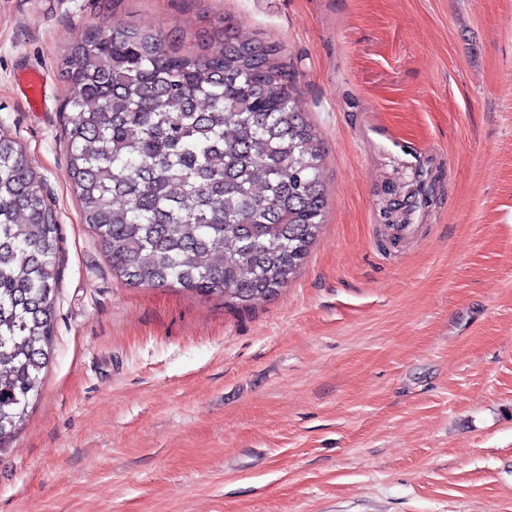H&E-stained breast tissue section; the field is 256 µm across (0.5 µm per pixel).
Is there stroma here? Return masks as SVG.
I'll return each instance as SVG.
<instances>
[{
    "label": "stroma",
    "mask_w": 512,
    "mask_h": 512,
    "mask_svg": "<svg viewBox=\"0 0 512 512\" xmlns=\"http://www.w3.org/2000/svg\"><path fill=\"white\" fill-rule=\"evenodd\" d=\"M111 20L186 52L214 23L280 46L327 205L278 295L113 274L61 67ZM0 128L59 224L51 360L0 449V512H512V0H0Z\"/></svg>",
    "instance_id": "obj_1"
}]
</instances>
